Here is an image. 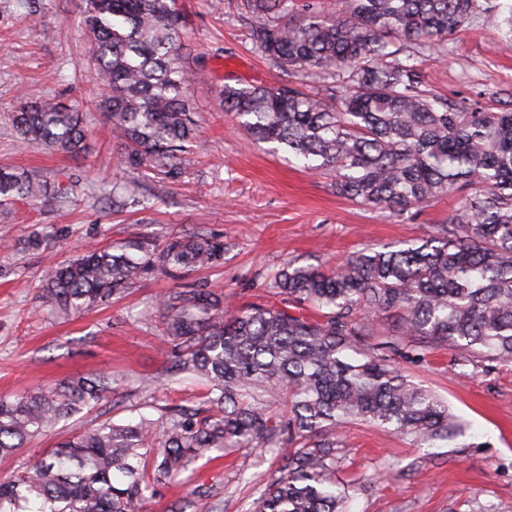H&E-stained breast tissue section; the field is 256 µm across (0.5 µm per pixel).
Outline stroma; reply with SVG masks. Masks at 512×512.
<instances>
[{"label": "stroma", "mask_w": 512, "mask_h": 512, "mask_svg": "<svg viewBox=\"0 0 512 512\" xmlns=\"http://www.w3.org/2000/svg\"><path fill=\"white\" fill-rule=\"evenodd\" d=\"M24 3L0 0V165L38 170L67 194L61 202L0 209V396L14 398L33 386L98 372L111 374L112 392L60 423L54 436L31 440L19 457L0 460V480L16 476L55 438L203 403L207 388L201 381L168 373L171 347L157 329L163 295L209 288L223 290L238 305H276L280 298L271 283L283 263L326 268L376 244L420 239L447 223L457 207L451 194L397 216L338 196L332 173L306 172L284 151L247 139L224 111V86L276 85L288 75L253 52L249 24L238 18L235 0H179L199 134L181 156L180 180L145 181L154 207L140 210L117 163L122 145L98 107L85 0H36L33 13ZM499 39L495 21L483 19L467 26L447 53L419 54L415 62L449 101L510 111L512 46ZM24 95L78 105L89 132L86 153L22 145L9 117ZM115 185L127 202L119 210L100 197L101 189ZM35 230L52 236V253L25 250ZM196 231L223 239L222 264L138 279L110 303L66 316L55 315L38 297L49 260L66 259L76 247L135 236L161 242ZM469 360L463 351L433 345L399 362L410 380L447 402L464 436L421 448L365 421L341 429L336 476L350 486L349 512H512V364H482L470 378H460ZM275 469L271 453L253 448L203 458L159 486L138 512H177L194 489L207 492L220 512H249Z\"/></svg>", "instance_id": "1"}]
</instances>
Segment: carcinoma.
Returning <instances> with one entry per match:
<instances>
[{
	"label": "carcinoma",
	"mask_w": 512,
	"mask_h": 512,
	"mask_svg": "<svg viewBox=\"0 0 512 512\" xmlns=\"http://www.w3.org/2000/svg\"><path fill=\"white\" fill-rule=\"evenodd\" d=\"M254 51L313 84L224 87V111L256 143H272L336 193L403 216L459 195L448 223L416 241L369 247L335 269L287 264L279 307L231 310L224 294L181 288L160 300L175 367L208 386L207 415L104 423L45 449L0 482V512H135L157 486L205 453L271 448L277 473L252 512H346L336 482L343 425L362 419L434 447L463 428L448 404L395 363L400 345L450 346L512 362V111L438 97L405 45L442 52L465 25L494 12L512 43V3L500 0H238ZM99 106L125 146L129 181L176 180L197 136L192 77L181 56L178 0H86ZM22 143L78 155L82 112L54 98L12 112ZM35 171L0 166V206L47 198ZM224 241L205 233L78 250L46 270L38 297L59 313L94 309L155 272L216 266ZM383 333L392 341L366 338ZM112 393L103 373L0 397V457Z\"/></svg>",
	"instance_id": "carcinoma-1"
}]
</instances>
